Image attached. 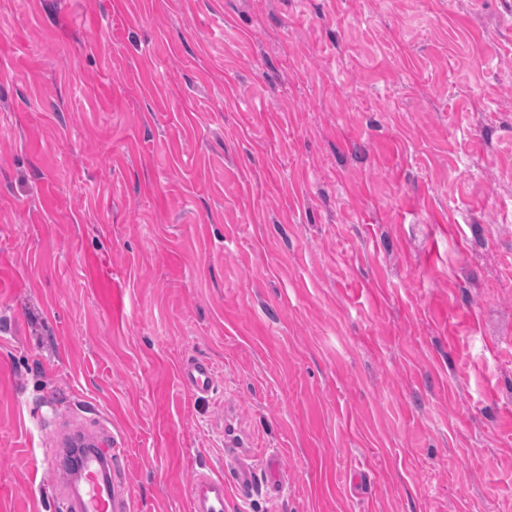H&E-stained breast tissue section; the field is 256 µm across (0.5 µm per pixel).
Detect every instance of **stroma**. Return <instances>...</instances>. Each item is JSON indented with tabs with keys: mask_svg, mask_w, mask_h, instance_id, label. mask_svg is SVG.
I'll list each match as a JSON object with an SVG mask.
<instances>
[{
	"mask_svg": "<svg viewBox=\"0 0 512 512\" xmlns=\"http://www.w3.org/2000/svg\"><path fill=\"white\" fill-rule=\"evenodd\" d=\"M77 434L134 512H512V0H0V512ZM177 375L180 387L192 395H208L215 388V368L207 359L188 357L182 360ZM224 484L226 482L223 475L199 471L192 486L190 510L192 512L226 511Z\"/></svg>",
	"mask_w": 512,
	"mask_h": 512,
	"instance_id": "obj_1",
	"label": "stroma"
}]
</instances>
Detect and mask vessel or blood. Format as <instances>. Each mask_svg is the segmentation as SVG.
Segmentation results:
<instances>
[{
	"instance_id": "b4317fda",
	"label": "vessel or blood",
	"mask_w": 512,
	"mask_h": 512,
	"mask_svg": "<svg viewBox=\"0 0 512 512\" xmlns=\"http://www.w3.org/2000/svg\"><path fill=\"white\" fill-rule=\"evenodd\" d=\"M180 387L195 396H204L215 388V368L204 358L189 357L182 360L177 370ZM126 459L125 449L108 448L95 455L92 466L86 471L87 491L80 502L81 512H132V496L123 486L104 490L102 471L109 468L120 471ZM240 498L246 499L255 491V480L249 469H238L231 480ZM223 476L198 472L190 496L191 512H225Z\"/></svg>"
}]
</instances>
